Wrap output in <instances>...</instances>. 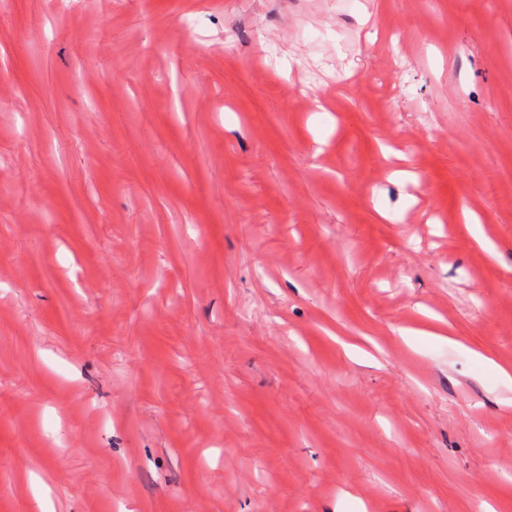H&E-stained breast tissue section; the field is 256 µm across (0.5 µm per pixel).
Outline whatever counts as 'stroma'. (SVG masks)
<instances>
[{
  "mask_svg": "<svg viewBox=\"0 0 512 512\" xmlns=\"http://www.w3.org/2000/svg\"><path fill=\"white\" fill-rule=\"evenodd\" d=\"M489 358L512 0H0V512H512Z\"/></svg>",
  "mask_w": 512,
  "mask_h": 512,
  "instance_id": "35a3bbf8",
  "label": "stroma"
}]
</instances>
